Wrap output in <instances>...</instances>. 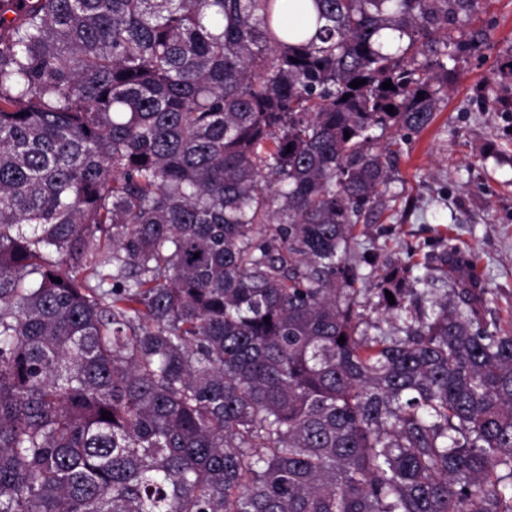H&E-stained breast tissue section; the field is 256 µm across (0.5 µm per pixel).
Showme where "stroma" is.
Listing matches in <instances>:
<instances>
[{"label":"stroma","mask_w":512,"mask_h":512,"mask_svg":"<svg viewBox=\"0 0 512 512\" xmlns=\"http://www.w3.org/2000/svg\"><path fill=\"white\" fill-rule=\"evenodd\" d=\"M468 27L486 31L487 44L449 71L446 105L401 140L388 196L356 226L350 262L369 316L378 302L370 285L392 272L402 287L422 277L446 292L438 257L447 251L482 295L483 322H512V112L486 106L512 100V81L500 76L512 63V0H479Z\"/></svg>","instance_id":"obj_1"}]
</instances>
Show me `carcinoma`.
<instances>
[{
  "instance_id": "1",
  "label": "carcinoma",
  "mask_w": 512,
  "mask_h": 512,
  "mask_svg": "<svg viewBox=\"0 0 512 512\" xmlns=\"http://www.w3.org/2000/svg\"><path fill=\"white\" fill-rule=\"evenodd\" d=\"M474 5L0 0V512H512V328L347 263Z\"/></svg>"
}]
</instances>
